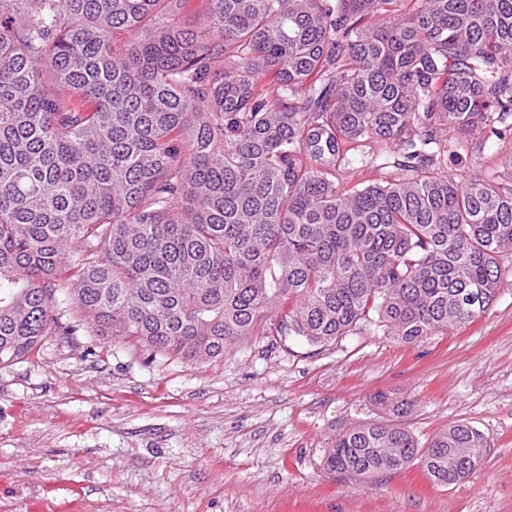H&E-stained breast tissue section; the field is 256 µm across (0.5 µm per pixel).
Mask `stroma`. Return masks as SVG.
Instances as JSON below:
<instances>
[{
  "mask_svg": "<svg viewBox=\"0 0 512 512\" xmlns=\"http://www.w3.org/2000/svg\"><path fill=\"white\" fill-rule=\"evenodd\" d=\"M410 402L421 444L466 423L464 480L419 466L325 470L346 428ZM512 512V274L477 321L405 344L370 323L323 345L253 336L223 357L149 355L111 336L46 337L0 365V504L37 512Z\"/></svg>",
  "mask_w": 512,
  "mask_h": 512,
  "instance_id": "35a3bbf8",
  "label": "stroma"
}]
</instances>
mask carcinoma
Segmentation results:
<instances>
[{"label": "carcinoma", "instance_id": "obj_1", "mask_svg": "<svg viewBox=\"0 0 512 512\" xmlns=\"http://www.w3.org/2000/svg\"><path fill=\"white\" fill-rule=\"evenodd\" d=\"M185 2L0 0V364L60 330L201 361L482 316L512 152L460 163L512 143V0H208L195 28ZM484 443L379 417L325 466L452 485ZM501 152L508 153V151L505 148H500L498 146H492L489 145L484 151H473V155H470V150L468 152V157H466L465 154V160L463 161V164H465V170L468 171L470 169V172L472 170L476 171L479 164L480 166L486 167V166H495L499 162V157L501 155Z\"/></svg>", "mask_w": 512, "mask_h": 512}]
</instances>
